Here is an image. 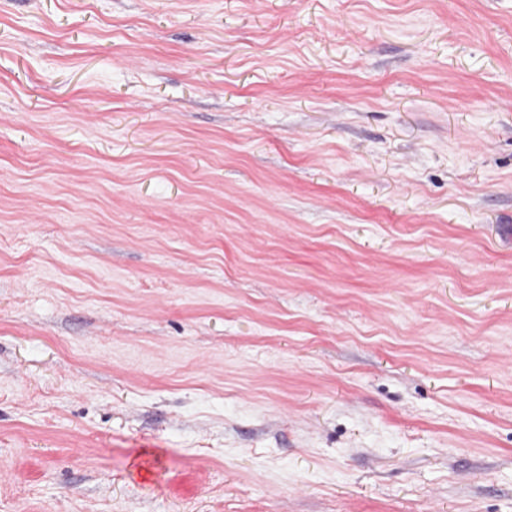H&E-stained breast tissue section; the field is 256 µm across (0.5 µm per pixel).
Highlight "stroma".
Returning a JSON list of instances; mask_svg holds the SVG:
<instances>
[{
	"mask_svg": "<svg viewBox=\"0 0 512 512\" xmlns=\"http://www.w3.org/2000/svg\"><path fill=\"white\" fill-rule=\"evenodd\" d=\"M0 512H512V0H0Z\"/></svg>",
	"mask_w": 512,
	"mask_h": 512,
	"instance_id": "35a3bbf8",
	"label": "stroma"
}]
</instances>
